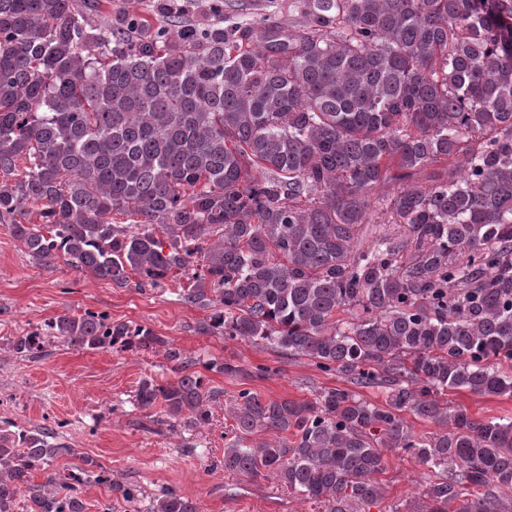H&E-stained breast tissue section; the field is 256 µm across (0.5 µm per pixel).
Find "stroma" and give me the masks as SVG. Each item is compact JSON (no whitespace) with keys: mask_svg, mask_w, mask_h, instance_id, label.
I'll use <instances>...</instances> for the list:
<instances>
[{"mask_svg":"<svg viewBox=\"0 0 512 512\" xmlns=\"http://www.w3.org/2000/svg\"><path fill=\"white\" fill-rule=\"evenodd\" d=\"M289 0H224L225 23L288 16ZM213 0H112L114 9L146 13L164 8L187 21L211 18ZM177 281L151 288L111 282L65 263H32L8 225L0 223V420L31 428L62 422L61 434L75 448L59 458L57 469L94 459L112 482L135 483L149 494L173 488L196 500L200 512H326L323 504L302 499L273 481L224 469V446L232 437L230 400L241 387L262 397L311 401L324 389L343 386L336 374L310 359L290 358L240 340L196 333L203 311L179 301ZM103 312L112 320L139 324L166 337L200 362L220 359L268 373L247 382L212 372L221 393L209 425L180 420L168 426L162 406L139 408L135 390L146 377L174 380L163 352L131 354L86 351L53 344L47 355L27 359L8 350L14 337L56 316ZM433 475L407 454L391 455L380 475L386 503L400 512H420L421 493Z\"/></svg>","mask_w":512,"mask_h":512,"instance_id":"stroma-1","label":"stroma"}]
</instances>
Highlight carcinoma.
<instances>
[{
	"label": "carcinoma",
	"instance_id": "carcinoma-1",
	"mask_svg": "<svg viewBox=\"0 0 512 512\" xmlns=\"http://www.w3.org/2000/svg\"><path fill=\"white\" fill-rule=\"evenodd\" d=\"M85 2L0 0V223L32 262L116 288L181 274L180 300L207 312L197 333L351 384L313 401L239 390L224 471L370 512L387 453H406L434 473L426 512H512V416L448 402L512 398V0H290L286 23L228 26L99 20ZM391 184L408 234L363 243ZM50 338L163 348L177 379H142L139 406L209 424L218 392L152 329L86 311L10 347L40 357ZM72 453L50 426L0 429V512L21 494L26 512H85L84 484L111 479L89 458L52 471ZM115 491L126 512H199L172 488ZM452 406L462 405L475 418L512 415V400L507 398L477 397L463 392H448Z\"/></svg>",
	"mask_w": 512,
	"mask_h": 512
}]
</instances>
